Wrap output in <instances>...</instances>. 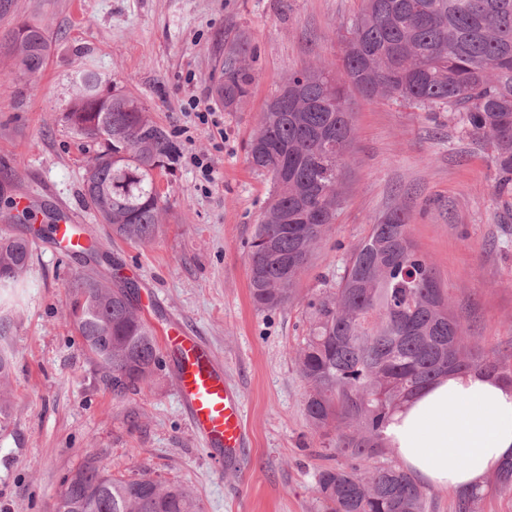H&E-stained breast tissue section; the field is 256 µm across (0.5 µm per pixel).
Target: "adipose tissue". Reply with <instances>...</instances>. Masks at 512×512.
Returning <instances> with one entry per match:
<instances>
[{"mask_svg":"<svg viewBox=\"0 0 512 512\" xmlns=\"http://www.w3.org/2000/svg\"><path fill=\"white\" fill-rule=\"evenodd\" d=\"M404 469L438 490L464 491L512 459V383L480 369L420 389L387 430Z\"/></svg>","mask_w":512,"mask_h":512,"instance_id":"1","label":"adipose tissue"}]
</instances>
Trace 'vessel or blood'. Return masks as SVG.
<instances>
[{"instance_id":"vessel-or-blood-1","label":"vessel or blood","mask_w":512,"mask_h":512,"mask_svg":"<svg viewBox=\"0 0 512 512\" xmlns=\"http://www.w3.org/2000/svg\"><path fill=\"white\" fill-rule=\"evenodd\" d=\"M48 239L73 254L85 252L90 243L80 231L78 216L71 214L51 225ZM163 344L173 359L179 403L194 435L215 459L236 463L248 445L249 430L240 395L225 378L222 361L180 321L168 326Z\"/></svg>"}]
</instances>
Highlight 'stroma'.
<instances>
[{
	"label": "stroma",
	"instance_id": "stroma-1",
	"mask_svg": "<svg viewBox=\"0 0 512 512\" xmlns=\"http://www.w3.org/2000/svg\"><path fill=\"white\" fill-rule=\"evenodd\" d=\"M362 0H0V37L43 28V69L16 78L0 50V200L25 201L34 218L0 234H34L62 207L78 212L110 265L138 288L145 317L161 329L185 322L224 362L250 430L241 466L222 467L193 436L177 398L173 361L141 393L117 399L81 349L65 315L86 256L36 247L0 348L15 356L12 418L0 428V512H52L65 478L86 459L119 475L148 473L188 486L203 512H317L323 458L304 414L307 386L294 351L308 329L304 301L334 287L372 224L400 209L472 344L512 355V191L495 189L488 145L454 113L402 100L349 98L355 138L342 170L341 205L297 284L298 302L273 311L251 299L247 241L271 190L245 144L288 73L337 63ZM254 49L251 95L233 111L215 85L225 56ZM101 74L103 93L137 97L178 153L157 183L166 206L155 239L125 242L82 196L97 146L65 115L80 74ZM216 112L202 123L190 98ZM213 169L204 180L189 160ZM137 423H130V415Z\"/></svg>",
	"mask_w": 512,
	"mask_h": 512
}]
</instances>
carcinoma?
I'll return each instance as SVG.
<instances>
[{
	"label": "carcinoma",
	"instance_id": "cac0c4a2",
	"mask_svg": "<svg viewBox=\"0 0 512 512\" xmlns=\"http://www.w3.org/2000/svg\"><path fill=\"white\" fill-rule=\"evenodd\" d=\"M0 47L22 75L39 72L48 54L44 31L24 25ZM241 46L224 59L218 101L236 110L255 73ZM321 62L288 74L304 83L267 103L246 145L253 169L272 190L249 242L254 304L272 310L297 300L296 284L336 219L340 176L354 139L348 93ZM341 74L366 99H403L457 112L469 132L494 149L496 188L512 189V0H363L347 27ZM101 76L82 72L66 120L99 150L83 197L112 233L151 242L165 206L157 176L177 154L168 132L136 98L92 99ZM33 258L29 239L0 236V300ZM308 333L295 349L308 387L304 412L322 451L343 462L318 470L319 512H427V493L386 443L392 416L423 386L451 371L481 368L512 383V368L467 342L433 267L393 210L371 226L334 288L306 302ZM67 315L87 356L104 371L112 395L140 393L163 365L153 328L140 314L135 285L111 286L96 274L74 282ZM13 354L0 349V423L12 406ZM486 486L512 497V463ZM482 491L456 493L453 512H478ZM53 512H202L182 484L146 474L116 476L88 459L64 482Z\"/></svg>",
	"mask_w": 512,
	"mask_h": 512
}]
</instances>
